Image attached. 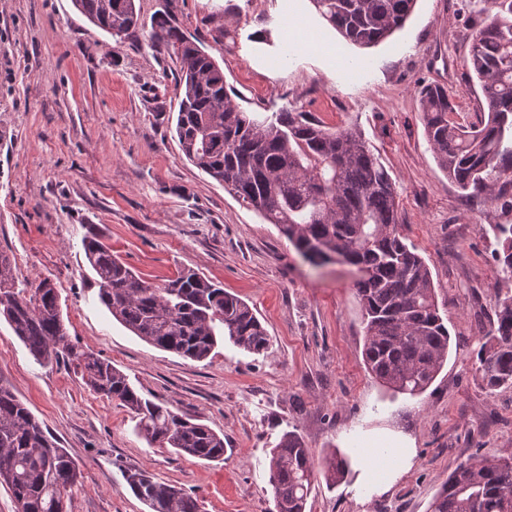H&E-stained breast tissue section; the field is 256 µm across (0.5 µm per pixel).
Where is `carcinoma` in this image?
Segmentation results:
<instances>
[{
    "label": "carcinoma",
    "instance_id": "obj_1",
    "mask_svg": "<svg viewBox=\"0 0 512 512\" xmlns=\"http://www.w3.org/2000/svg\"><path fill=\"white\" fill-rule=\"evenodd\" d=\"M93 25L122 40L139 25L135 0H72ZM417 0H311L346 41L374 46L400 29ZM494 13L472 38L470 60L482 92L480 111L459 112L448 89L419 91L426 138L440 169L461 196L496 203L512 215V0H479ZM152 42L179 66L175 133L184 157L237 200L275 225L314 267L343 261L360 273L355 290L364 314L366 368L397 394L422 395L448 360L450 333L440 314L431 272L399 224L390 174L354 128L334 130L301 112H248L227 92L224 70L166 12L153 20ZM498 280L512 282V224H492ZM481 228V231L488 230ZM113 319L144 342L194 361L221 342L263 353L269 337L241 298L193 270L154 286L94 232L82 240ZM0 318L41 366L63 357L96 391L120 401L149 444L204 461L224 458V436L166 404L142 397L128 376L74 343L56 288L46 279L18 286L11 256L0 250ZM474 373L482 388L512 389V291L499 289L489 324L480 329ZM276 512H305L316 467L302 437L283 434L268 457ZM349 473L339 451L326 458L334 485ZM80 469L0 377V484L16 512H69ZM133 494L150 512H199L196 497L126 473ZM428 512H512V458L470 457L457 464Z\"/></svg>",
    "mask_w": 512,
    "mask_h": 512
}]
</instances>
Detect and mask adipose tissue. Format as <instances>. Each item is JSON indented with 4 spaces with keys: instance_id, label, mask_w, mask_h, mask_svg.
Returning <instances> with one entry per match:
<instances>
[{
    "instance_id": "1",
    "label": "adipose tissue",
    "mask_w": 512,
    "mask_h": 512,
    "mask_svg": "<svg viewBox=\"0 0 512 512\" xmlns=\"http://www.w3.org/2000/svg\"><path fill=\"white\" fill-rule=\"evenodd\" d=\"M351 468L355 474L354 488L382 490L401 474L404 464L413 456L412 448L402 440L370 437L349 449Z\"/></svg>"
}]
</instances>
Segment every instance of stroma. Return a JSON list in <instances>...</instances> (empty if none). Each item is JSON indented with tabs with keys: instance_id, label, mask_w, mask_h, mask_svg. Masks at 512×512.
<instances>
[{
	"instance_id": "35a3bbf8",
	"label": "stroma",
	"mask_w": 512,
	"mask_h": 512,
	"mask_svg": "<svg viewBox=\"0 0 512 512\" xmlns=\"http://www.w3.org/2000/svg\"><path fill=\"white\" fill-rule=\"evenodd\" d=\"M473 3L417 0L401 30L360 49L311 0H136L141 25L119 42L72 0H0V250L19 281H51L72 339L141 395L222 434L227 448L209 462L148 445L126 407L73 365L40 366L1 321L0 375L80 467L71 512H148L124 478L138 469L196 496L201 512H275L267 457L292 430L317 462L382 433L415 451L381 493L318 478L306 512H428L460 461L512 456V390L487 393L474 376L479 327L501 286L495 241L481 228L503 217L459 197L429 148L418 96L440 84L476 111L470 44L487 15ZM163 11L203 42L246 111L356 128L380 155L451 334L448 362L421 396L394 393L367 371L354 267H311L185 160L173 132L179 69L150 40ZM93 227L152 283L191 268L245 300L268 349L227 343L197 362L140 340L98 301L82 246Z\"/></svg>"
}]
</instances>
